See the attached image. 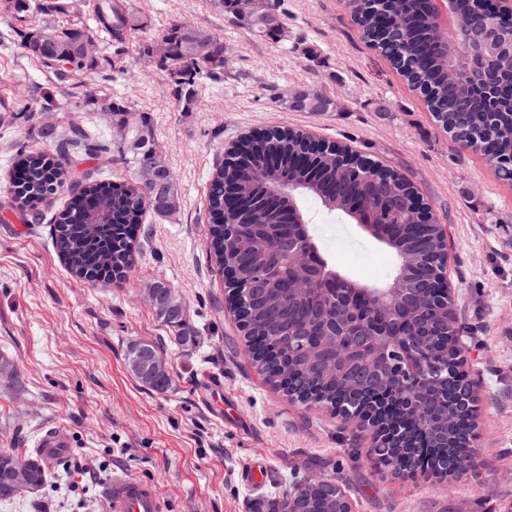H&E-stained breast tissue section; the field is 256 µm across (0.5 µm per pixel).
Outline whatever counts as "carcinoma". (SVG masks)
Returning <instances> with one entry per match:
<instances>
[{
  "label": "carcinoma",
  "instance_id": "carcinoma-1",
  "mask_svg": "<svg viewBox=\"0 0 512 512\" xmlns=\"http://www.w3.org/2000/svg\"><path fill=\"white\" fill-rule=\"evenodd\" d=\"M354 20L364 38L391 63L404 80L423 96L435 121L462 147L480 153L498 177L512 182V80L494 90L498 108L492 112L461 86L448 81V58L436 43L438 26L426 0H353ZM69 14L63 25L47 17ZM255 13L269 15L268 26L251 20L240 26L274 42L280 41L283 12L280 0H258ZM0 17L31 19L38 29L21 36L25 54L51 69L59 83L75 75L94 72L106 63L115 66L126 51L130 37L147 27L131 0H0ZM481 19L512 37V14L484 11ZM102 33L108 54L88 58L83 42ZM158 37L169 43V54L160 64L176 89L185 111L195 104V87L202 80L218 84L224 78V43L212 31L187 23L169 25ZM198 40L207 41L212 52L201 58L195 52ZM283 108L325 112L331 101L317 92H300L279 97ZM76 107L101 112L112 124V139L106 140L90 126L69 125L68 135L58 137L55 128L42 131L53 141L55 153L37 151L25 142L14 144L12 192L21 201L24 220L40 224V204L59 191L67 194L62 211L50 220L53 251L74 277L92 284H112L127 278L135 265L140 225L146 212L168 217L179 209L175 181L156 197L145 170L146 160L156 150L147 118L134 125L127 119V105L113 97L104 102L85 98L64 102L51 92L37 97L33 91L18 93L4 111L14 119L33 112H66ZM90 159L117 162L134 172L132 183L114 181L95 170H78ZM265 167L270 179L263 184L255 170ZM311 197L325 210L353 221L363 209L373 224V236L395 255L409 254L404 267L407 284L426 283L440 288L442 268L439 254L444 246V229L430 208L422 203L414 184L400 171L358 154L336 142H320L298 128L254 131L236 141L226 153L224 164L212 174L208 187L210 254L216 267L228 272L237 285L240 303L239 330L243 338L257 344L254 364L268 380L283 388L291 401L325 404L332 408L347 403L346 371H312L314 359L330 344L331 333L316 328L311 312L322 305L325 317L336 319V302L354 290L352 284L336 288L321 285L303 298L290 299L282 285L293 272L289 257H281L279 287L257 299L251 285L267 265L265 245H276L288 234L289 225L306 219L298 200ZM370 324L389 327L409 339L415 348L430 345L435 357L448 369L460 370L458 339L463 324L454 306H436L435 319L427 330L420 329L417 315L400 314L390 302L374 303L366 298L352 308ZM155 316L175 329L181 342L193 330L186 306L174 296L171 306ZM441 389L428 385L422 397L437 408L438 421L448 436L421 430L419 416L402 401L395 402L389 420L405 428L410 436L400 448H388L391 467L397 474L412 475L425 460L449 461L448 475L474 464L466 444L476 429L475 420L455 415L440 399ZM27 469L45 489L51 475L35 453L0 450V465ZM302 512H351L336 479L300 486Z\"/></svg>",
  "mask_w": 512,
  "mask_h": 512
}]
</instances>
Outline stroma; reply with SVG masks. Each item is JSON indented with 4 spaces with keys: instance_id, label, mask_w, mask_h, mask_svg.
<instances>
[{
    "instance_id": "obj_1",
    "label": "stroma",
    "mask_w": 512,
    "mask_h": 512,
    "mask_svg": "<svg viewBox=\"0 0 512 512\" xmlns=\"http://www.w3.org/2000/svg\"><path fill=\"white\" fill-rule=\"evenodd\" d=\"M149 25L130 39L122 71L102 67L66 85L68 101L120 96L147 113L176 178L180 208L147 217L129 280L93 287L71 277L49 245L48 224H26L11 191L12 146L43 147L40 128L94 122L91 112H0V449L31 447L44 428L66 427L73 451L52 466L40 496L0 512H106L115 472L152 481L168 512H268L310 480L338 478L351 512H512V185L462 149L374 52L350 0H284L281 42L239 28L209 0H134ZM170 23L208 28L224 41V83L183 111L165 72L138 54L142 37ZM0 21V101L18 88L52 91L50 69L24 57ZM322 92L325 112L283 109L278 96ZM300 127L398 169L445 224L448 282L462 321L464 364L478 406L472 469L451 479L397 476L371 460L369 432L328 408L288 402L243 354L224 280L209 261L207 187L228 144L254 128ZM302 206L322 251L361 283L384 281L393 257L359 225L313 199ZM162 281L186 304L189 344L158 321L145 287ZM153 346L169 366L161 391L131 372L130 345ZM260 462V492L241 473Z\"/></svg>"
}]
</instances>
